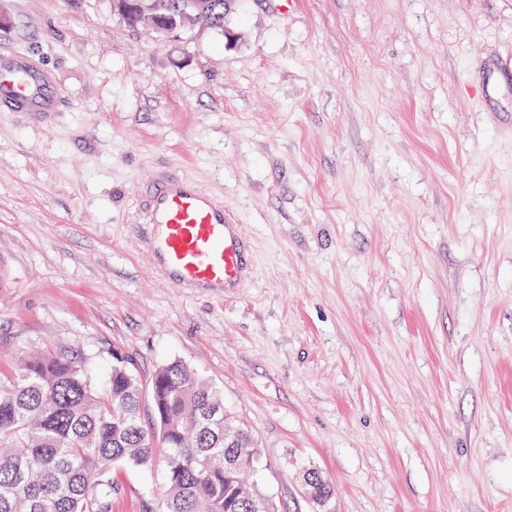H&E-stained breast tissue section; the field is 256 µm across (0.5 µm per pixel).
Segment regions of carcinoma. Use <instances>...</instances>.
I'll return each mask as SVG.
<instances>
[{"instance_id": "cac0c4a2", "label": "carcinoma", "mask_w": 512, "mask_h": 512, "mask_svg": "<svg viewBox=\"0 0 512 512\" xmlns=\"http://www.w3.org/2000/svg\"><path fill=\"white\" fill-rule=\"evenodd\" d=\"M176 0H149L165 22L179 19ZM186 20L224 26V0ZM90 358L65 346L34 347L0 374V512H112L119 463L166 467L161 512H243L256 491L243 475L255 469L257 444L241 428L240 447L224 449V429L204 415L224 407L219 391L173 361L151 378L150 418L140 411V379L121 361L109 366L103 388L88 377ZM239 454L224 468V453Z\"/></svg>"}]
</instances>
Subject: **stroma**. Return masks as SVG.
<instances>
[{
    "label": "stroma",
    "instance_id": "1",
    "mask_svg": "<svg viewBox=\"0 0 512 512\" xmlns=\"http://www.w3.org/2000/svg\"><path fill=\"white\" fill-rule=\"evenodd\" d=\"M228 50L112 0H0L63 111L0 108V371L33 345L178 360L261 450L278 512H512V0H248ZM236 213L253 276L171 287L139 188ZM315 469L333 489L305 493ZM112 512L159 504L120 466Z\"/></svg>",
    "mask_w": 512,
    "mask_h": 512
}]
</instances>
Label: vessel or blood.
I'll list each match as a JSON object with an SVG mask.
<instances>
[{
	"label": "vessel or blood",
	"instance_id": "1",
	"mask_svg": "<svg viewBox=\"0 0 512 512\" xmlns=\"http://www.w3.org/2000/svg\"><path fill=\"white\" fill-rule=\"evenodd\" d=\"M0 105L19 112H59L65 106L50 71L22 53L0 56ZM147 252L175 288L230 297L251 278V248L234 212L188 176L169 170L141 188Z\"/></svg>",
	"mask_w": 512,
	"mask_h": 512
}]
</instances>
